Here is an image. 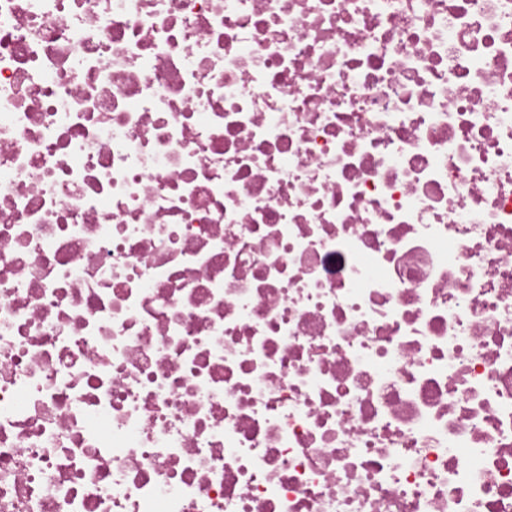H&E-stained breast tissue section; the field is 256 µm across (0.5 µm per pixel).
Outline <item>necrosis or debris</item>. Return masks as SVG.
Listing matches in <instances>:
<instances>
[{"instance_id":"necrosis-or-debris-1","label":"necrosis or debris","mask_w":512,"mask_h":512,"mask_svg":"<svg viewBox=\"0 0 512 512\" xmlns=\"http://www.w3.org/2000/svg\"><path fill=\"white\" fill-rule=\"evenodd\" d=\"M0 512H512V0H0Z\"/></svg>"}]
</instances>
